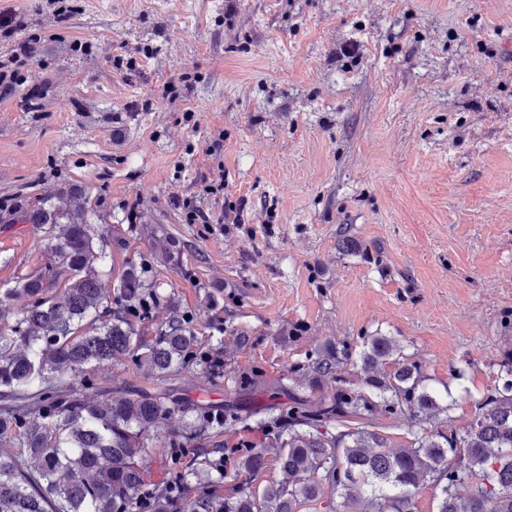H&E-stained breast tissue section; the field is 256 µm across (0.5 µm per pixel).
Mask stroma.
Here are the masks:
<instances>
[{
    "mask_svg": "<svg viewBox=\"0 0 512 512\" xmlns=\"http://www.w3.org/2000/svg\"><path fill=\"white\" fill-rule=\"evenodd\" d=\"M72 3L62 28L46 0H0L41 36L0 100V290L46 262L16 205L76 185L117 228L103 270L150 258L147 228L178 240L157 280L202 349L224 342L226 377L284 380L310 349L380 333L467 424L512 346V0H240L230 23L224 0ZM175 193L242 222L187 223ZM172 386L235 398L226 378Z\"/></svg>",
    "mask_w": 512,
    "mask_h": 512,
    "instance_id": "1",
    "label": "stroma"
}]
</instances>
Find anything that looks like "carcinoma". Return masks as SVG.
Instances as JSON below:
<instances>
[{"instance_id":"obj_1","label":"carcinoma","mask_w":512,"mask_h":512,"mask_svg":"<svg viewBox=\"0 0 512 512\" xmlns=\"http://www.w3.org/2000/svg\"><path fill=\"white\" fill-rule=\"evenodd\" d=\"M47 230L46 266L0 293V512H416L427 486L436 512H512V348L448 433L455 401L423 385L421 366L392 336H352L292 365L288 405L262 406L259 442L237 438L248 417L226 406H189L167 389L132 392L127 361L155 381L200 371L218 376L219 349L199 353L187 313L172 303L146 259L112 281L97 268L106 228L85 219L82 192L58 189L16 209ZM16 297L27 303L5 309ZM235 390L274 392L258 372L229 377ZM406 415L410 445L392 448L380 421ZM177 419L164 441L157 425ZM237 442H231L232 438ZM196 463L154 479L151 460ZM222 454L220 464L210 460ZM282 478L217 490L225 467ZM470 483L473 491L458 494Z\"/></svg>"}]
</instances>
